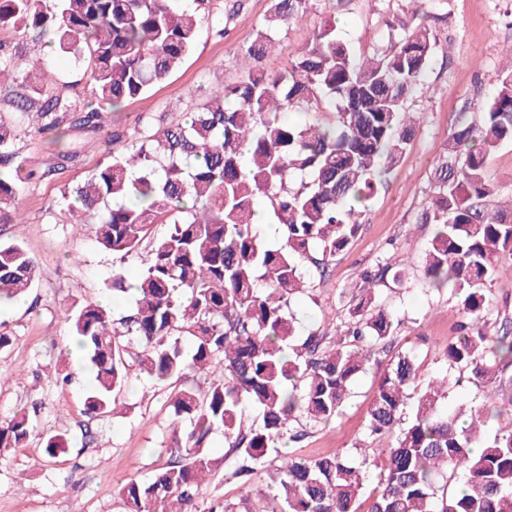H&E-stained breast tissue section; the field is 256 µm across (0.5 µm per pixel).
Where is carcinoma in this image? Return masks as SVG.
Wrapping results in <instances>:
<instances>
[{"label": "carcinoma", "mask_w": 512, "mask_h": 512, "mask_svg": "<svg viewBox=\"0 0 512 512\" xmlns=\"http://www.w3.org/2000/svg\"><path fill=\"white\" fill-rule=\"evenodd\" d=\"M178 0H0V26L49 38L75 66H87L95 103L80 107L53 94L11 101L0 114V224L21 223L19 183L42 181L76 162L61 150L41 168L15 147L13 130L28 120L61 143L72 130L96 134L105 114L142 95L175 71L193 50L205 18ZM317 0H272L252 40L240 48L241 79L212 93L183 120L155 126L148 117L126 151L99 165L63 194L76 224H90L96 242L121 259L142 255L133 287L117 274L112 290L136 292L118 318L96 302L67 309L63 319L94 372L84 413H112L137 366L159 382L189 372L206 389L175 392L170 461L148 481L131 479L118 493L127 512H199L214 459L207 440L224 435L230 461L225 480L248 483L257 466L306 426L341 414L351 384L397 330L379 302L380 287L408 283V268L385 263L360 274L351 321L341 339L298 335L291 301L312 288L362 226L367 203L411 147L419 122L408 101L429 89L425 77L439 53L422 0H399L380 38L361 55L328 25L313 35L288 68L265 61L283 23L305 18ZM48 68L15 66L0 48V88L46 85ZM302 112L300 123L288 113ZM480 129L464 120L448 136V154L434 173V195L418 223L434 225L423 257L426 287L450 289L458 336L444 357L455 384L487 390L483 405L441 403L448 377L418 388L414 353L391 357L368 407L370 435H392L381 469L382 489L363 498L367 469L345 456L282 457L270 474L280 512H512V318L491 317L492 285L512 277V197L498 189L487 161L512 143V63L480 112ZM268 207L281 245L267 244L254 224ZM154 224L169 232L151 239ZM35 259L19 244H0V302L33 288ZM418 390L411 415L410 390ZM252 407L259 422L246 424ZM508 417L495 434L489 424ZM32 433L27 414L0 423V447ZM48 456L64 453L62 434L44 438Z\"/></svg>", "instance_id": "carcinoma-1"}]
</instances>
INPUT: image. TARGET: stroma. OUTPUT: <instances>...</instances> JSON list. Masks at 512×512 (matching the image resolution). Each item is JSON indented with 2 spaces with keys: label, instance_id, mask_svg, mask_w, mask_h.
I'll return each instance as SVG.
<instances>
[{
  "label": "stroma",
  "instance_id": "stroma-1",
  "mask_svg": "<svg viewBox=\"0 0 512 512\" xmlns=\"http://www.w3.org/2000/svg\"><path fill=\"white\" fill-rule=\"evenodd\" d=\"M228 5L229 0H208V18L192 52L165 83L109 112L108 130L134 132L145 116L179 122L213 89L240 78L239 48L268 16L271 0H244L243 9L233 15ZM509 8L512 0H423L424 11L443 17L433 33L449 59L433 64L426 78L432 94L412 104L420 114L415 140L379 188L347 250L325 276L315 278L310 294L292 304L304 329L325 331L323 312H335L337 322L348 321V300L364 269L386 261L409 262L407 287L382 288L380 300L400 321L393 351L413 349L425 380L444 373L443 353L456 336L458 317L449 291L437 293L422 286L421 258L433 227L417 218L433 194L434 171L463 101L478 88L490 93L499 78L505 50L512 46V30L503 16ZM392 10L387 0H347L342 7L336 0H318L306 18L279 28L266 65L272 70L287 67L298 48L328 21L335 22L356 53H369L378 45ZM0 44L16 54L20 65L38 57L55 69L57 81L45 86L44 94H61L82 106L92 101L88 72L68 64L55 49L46 46L40 56H33L30 37L11 27H0ZM69 141L80 152L78 161L40 182L23 184L16 204L25 221L0 230V241L20 243L38 264L35 286L23 306L0 307V331L9 336L8 346L0 349V421L22 412L34 425L23 446L0 450V512H125L120 485L131 478H149L169 458L174 393L205 385L203 378L190 375L162 384L134 371L115 415L94 420L85 416L84 401L93 379L61 313L92 301L127 311L134 297L112 293V277L119 273L134 282L141 266L134 257L113 259L97 244L90 225L71 223L64 190L107 162L112 147L100 134L91 140L75 131ZM377 359V365L353 383L342 415L328 426L310 429L304 440L289 444V452L309 458L337 453L373 459L378 448L391 443V436L365 433L367 408L388 357L381 353ZM67 373L73 374V381L61 383ZM49 434L66 436L65 453L47 455L43 438ZM210 447L215 479L199 503L201 512L214 499L235 502L245 494L254 512H279L268 472H259L246 488L225 481L222 434L212 435Z\"/></svg>",
  "mask_w": 512,
  "mask_h": 512
}]
</instances>
